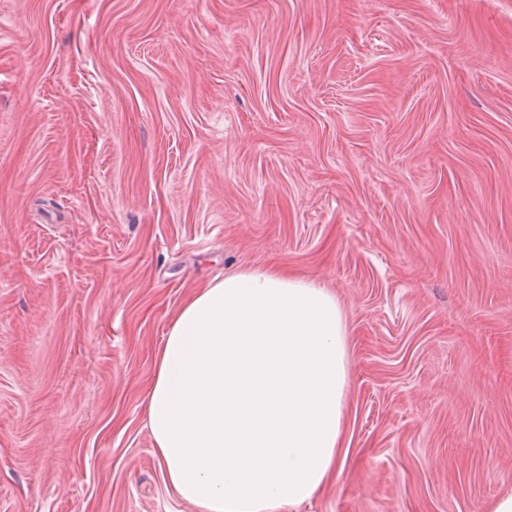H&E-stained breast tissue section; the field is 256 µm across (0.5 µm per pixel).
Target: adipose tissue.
Returning a JSON list of instances; mask_svg holds the SVG:
<instances>
[{"label":"adipose tissue","mask_w":512,"mask_h":512,"mask_svg":"<svg viewBox=\"0 0 512 512\" xmlns=\"http://www.w3.org/2000/svg\"><path fill=\"white\" fill-rule=\"evenodd\" d=\"M346 328L328 291L247 269L199 288L157 350L147 425L196 512H286L339 472Z\"/></svg>","instance_id":"ef3b65f1"}]
</instances>
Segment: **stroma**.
Returning a JSON list of instances; mask_svg holds the SVG:
<instances>
[{
  "instance_id": "35a3bbf8",
  "label": "stroma",
  "mask_w": 512,
  "mask_h": 512,
  "mask_svg": "<svg viewBox=\"0 0 512 512\" xmlns=\"http://www.w3.org/2000/svg\"><path fill=\"white\" fill-rule=\"evenodd\" d=\"M346 323L335 482L512 494V0H0V512H195L143 397L192 290Z\"/></svg>"
}]
</instances>
